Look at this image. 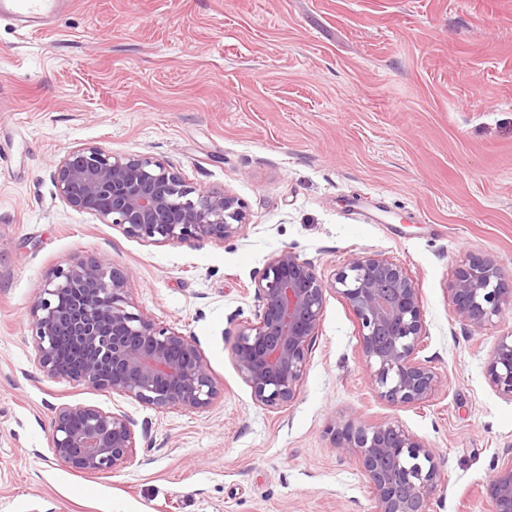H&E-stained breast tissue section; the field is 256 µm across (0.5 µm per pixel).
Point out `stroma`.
<instances>
[{
    "mask_svg": "<svg viewBox=\"0 0 512 512\" xmlns=\"http://www.w3.org/2000/svg\"><path fill=\"white\" fill-rule=\"evenodd\" d=\"M0 512H372L355 460L327 428L398 421L444 475L430 512H488L512 456V402L485 363L512 305L459 322L457 268L489 258L512 279V0H75L46 34L0 21ZM95 145L152 156L245 204L224 244L148 245L58 196L54 166ZM288 249L334 279L379 252L420 290L421 352L441 383L396 406L367 379L358 322L328 294L297 400L256 405L232 346L253 281ZM131 268L129 299L197 341L218 393L159 411L48 378L31 311L74 258ZM62 404L124 410L139 460L85 475L54 456Z\"/></svg>",
    "mask_w": 512,
    "mask_h": 512,
    "instance_id": "stroma-1",
    "label": "stroma"
}]
</instances>
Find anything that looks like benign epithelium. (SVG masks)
<instances>
[{
  "label": "benign epithelium",
  "instance_id": "1",
  "mask_svg": "<svg viewBox=\"0 0 512 512\" xmlns=\"http://www.w3.org/2000/svg\"><path fill=\"white\" fill-rule=\"evenodd\" d=\"M53 180L69 207L150 245L222 244L245 225L244 203L234 193L200 191L151 156L75 148L56 163ZM132 278L101 256L52 272L32 310L40 369L155 410H205L217 387L198 343L134 307ZM254 293V319L242 325L233 355L255 404L279 411L296 399L329 293L339 294L357 319L368 381L380 397L416 405L439 386L437 373L419 358L427 336L419 288L385 255H358L326 281L285 249L268 258ZM511 300L512 281L493 260L475 259L456 271L451 301L464 325L482 328ZM486 374L494 391L512 402V333L497 341ZM327 434L337 454L358 462L372 489L373 512H429L441 470L417 436L395 420L368 425L353 416L330 425ZM138 444L134 421L120 409H56L51 449L75 472L119 471L136 461ZM486 499L491 512H512V456L493 464Z\"/></svg>",
  "mask_w": 512,
  "mask_h": 512
}]
</instances>
